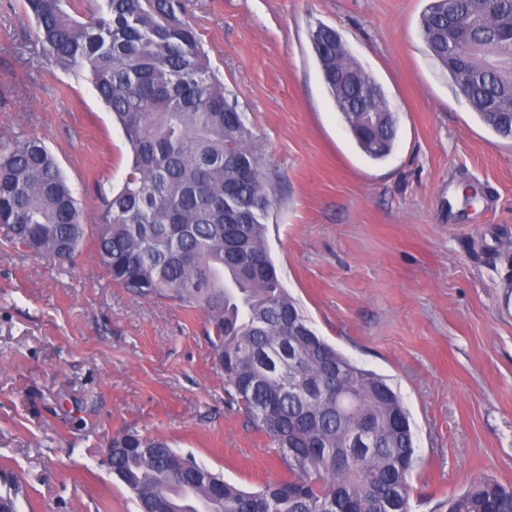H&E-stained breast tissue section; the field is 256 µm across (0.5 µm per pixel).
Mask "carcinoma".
Returning <instances> with one entry per match:
<instances>
[{"mask_svg":"<svg viewBox=\"0 0 512 512\" xmlns=\"http://www.w3.org/2000/svg\"><path fill=\"white\" fill-rule=\"evenodd\" d=\"M47 55L84 73L132 154L122 186L100 191L93 241L112 285L165 298L205 318L224 393L266 434L287 477L245 491L162 438H112V473L141 512H410L419 463L410 412L389 379L319 336L271 258L272 206L245 113L213 75L180 0H26ZM431 0L425 45L466 91L481 122L512 137V0ZM338 32L310 34L326 88L369 159L387 158L398 120L381 86ZM375 128H366V118ZM0 224L16 243L66 261L84 246V214L41 141L0 144ZM373 424L372 445L351 443ZM447 512H512V486L478 477Z\"/></svg>","mask_w":512,"mask_h":512,"instance_id":"obj_1","label":"carcinoma"}]
</instances>
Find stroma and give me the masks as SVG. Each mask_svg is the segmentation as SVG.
<instances>
[{
	"mask_svg": "<svg viewBox=\"0 0 512 512\" xmlns=\"http://www.w3.org/2000/svg\"><path fill=\"white\" fill-rule=\"evenodd\" d=\"M430 0H182L273 187L267 243L317 333L397 386L420 462L411 512L477 477L512 484V139L478 118L419 34ZM336 29L398 114L368 160L310 32ZM39 138L95 233L131 155L91 83L46 57L25 0H0V138ZM201 312L114 288L0 225V495L16 512H139L104 465L114 435L159 436L247 490L284 478L226 401Z\"/></svg>",
	"mask_w": 512,
	"mask_h": 512,
	"instance_id": "obj_1",
	"label": "stroma"
}]
</instances>
